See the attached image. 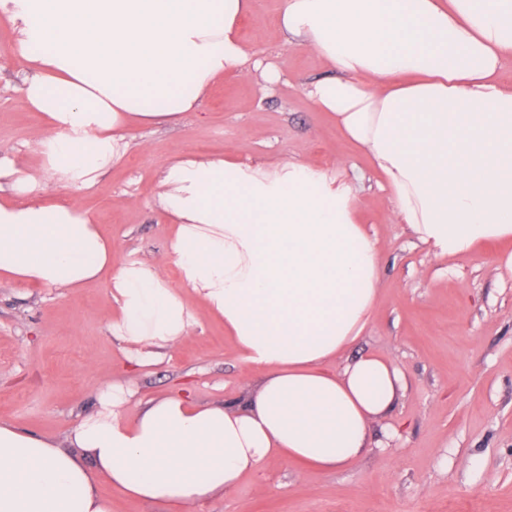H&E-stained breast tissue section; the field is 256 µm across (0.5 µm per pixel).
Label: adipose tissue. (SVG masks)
Masks as SVG:
<instances>
[{
    "mask_svg": "<svg viewBox=\"0 0 512 512\" xmlns=\"http://www.w3.org/2000/svg\"><path fill=\"white\" fill-rule=\"evenodd\" d=\"M251 0H0L26 65L20 92L45 130L38 171L0 158V281L69 291L107 279L109 330L130 362L187 338L190 289L265 370L237 406L171 394L134 401L110 384L69 448L0 422V512H112L127 496L186 512L272 459L333 470L362 456L372 419L404 387L395 362L345 355L374 309L379 249L351 187L297 158L264 170L229 156L162 165L174 224L163 262H116L91 216L59 200L126 154L132 123L198 111L226 73L278 71L239 35ZM280 24L331 77L306 94L371 160L389 221L435 256L512 242V0H282ZM345 359L341 373L329 364Z\"/></svg>",
    "mask_w": 512,
    "mask_h": 512,
    "instance_id": "1",
    "label": "adipose tissue"
}]
</instances>
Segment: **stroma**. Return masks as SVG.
<instances>
[{"label": "stroma", "instance_id": "1", "mask_svg": "<svg viewBox=\"0 0 512 512\" xmlns=\"http://www.w3.org/2000/svg\"><path fill=\"white\" fill-rule=\"evenodd\" d=\"M280 0H253L240 22L243 42L281 79L231 73L199 111L142 125L124 159L90 192L61 182L50 190L89 213L112 239L116 260L152 262L170 250L156 201L157 171L185 155L225 153L252 165L284 157L335 169L376 235L380 280L372 318L350 357L394 361L406 388L393 410L370 423L369 447L354 464L318 470L272 460L192 512H512V278L498 277V246L440 259L388 204L367 155L347 140L304 88L326 77L313 53L277 29ZM0 29V157L32 168L29 145L42 133L25 107L23 64L7 58ZM195 330L153 365L129 368L108 330L107 282L63 292L0 283V420L67 447L74 425L109 383H129L142 400L190 386L202 406L241 402L261 371L244 362L221 320L194 304Z\"/></svg>", "mask_w": 512, "mask_h": 512}]
</instances>
